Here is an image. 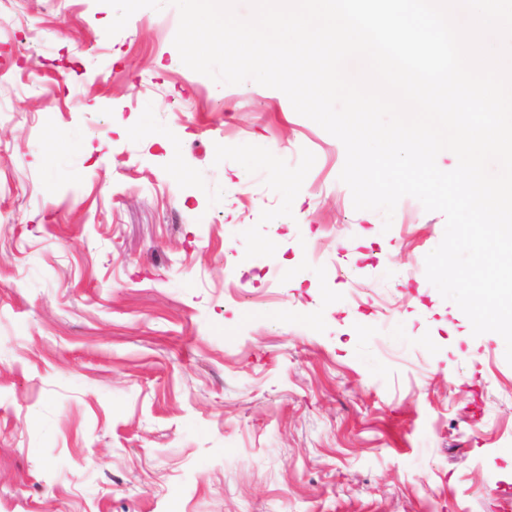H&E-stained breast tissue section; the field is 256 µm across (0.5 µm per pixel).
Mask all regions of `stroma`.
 Masks as SVG:
<instances>
[{
  "label": "stroma",
  "instance_id": "obj_1",
  "mask_svg": "<svg viewBox=\"0 0 512 512\" xmlns=\"http://www.w3.org/2000/svg\"><path fill=\"white\" fill-rule=\"evenodd\" d=\"M0 0V512H505L512 364L172 5ZM262 142L272 160L250 154Z\"/></svg>",
  "mask_w": 512,
  "mask_h": 512
}]
</instances>
